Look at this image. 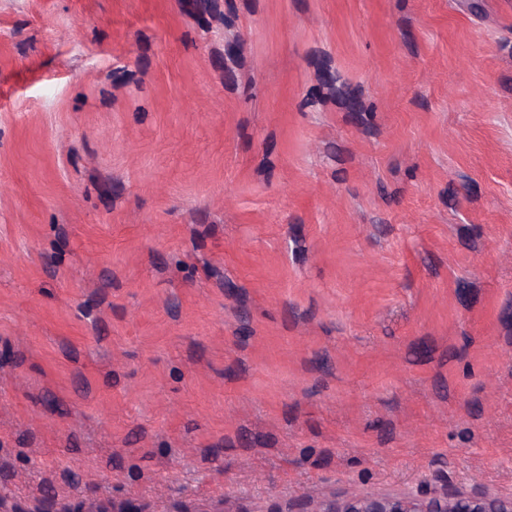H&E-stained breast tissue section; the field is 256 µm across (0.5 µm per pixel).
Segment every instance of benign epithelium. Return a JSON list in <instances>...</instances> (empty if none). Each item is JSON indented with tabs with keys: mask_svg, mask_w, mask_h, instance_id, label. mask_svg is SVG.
<instances>
[{
	"mask_svg": "<svg viewBox=\"0 0 512 512\" xmlns=\"http://www.w3.org/2000/svg\"><path fill=\"white\" fill-rule=\"evenodd\" d=\"M0 512H47L43 504L29 506L0 495ZM313 512H512L508 498L463 492L421 491L407 494H352L318 502Z\"/></svg>",
	"mask_w": 512,
	"mask_h": 512,
	"instance_id": "obj_1",
	"label": "benign epithelium"
}]
</instances>
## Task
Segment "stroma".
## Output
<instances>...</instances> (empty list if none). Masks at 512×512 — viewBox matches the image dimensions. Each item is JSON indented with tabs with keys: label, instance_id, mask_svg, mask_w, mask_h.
Segmentation results:
<instances>
[{
	"label": "stroma",
	"instance_id": "1",
	"mask_svg": "<svg viewBox=\"0 0 512 512\" xmlns=\"http://www.w3.org/2000/svg\"><path fill=\"white\" fill-rule=\"evenodd\" d=\"M0 473L512 496V0H0Z\"/></svg>",
	"mask_w": 512,
	"mask_h": 512
}]
</instances>
